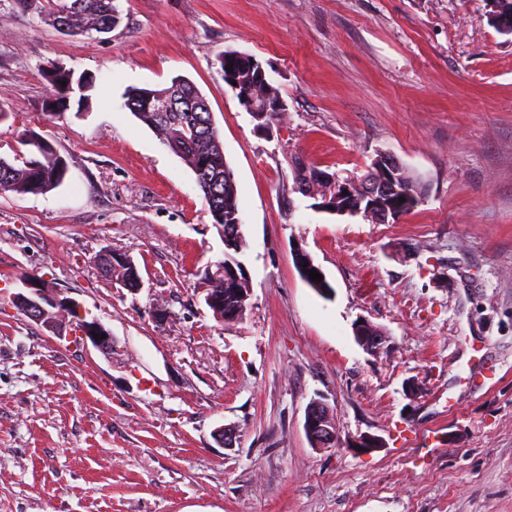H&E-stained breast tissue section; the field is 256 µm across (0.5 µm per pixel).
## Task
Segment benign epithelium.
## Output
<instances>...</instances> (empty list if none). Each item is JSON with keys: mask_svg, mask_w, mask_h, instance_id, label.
Returning <instances> with one entry per match:
<instances>
[{"mask_svg": "<svg viewBox=\"0 0 512 512\" xmlns=\"http://www.w3.org/2000/svg\"><path fill=\"white\" fill-rule=\"evenodd\" d=\"M185 80L175 81L174 86L165 93H144L147 105L159 114L162 119H167L169 113L177 112L182 104L187 103L191 107L200 110L210 109L209 103L201 94L192 95L184 89ZM242 104L248 114L257 122V127L270 131L273 124L265 120V116L272 110L280 111L285 108L282 102L269 103L257 102L248 97L242 99ZM403 185V165L389 152H381L374 160L373 171L360 177L351 179L350 183H343L335 176L327 173H315L312 175L311 185H302V193L305 197L321 198L320 207L333 211L335 201L344 196V193H352L357 189L368 201L367 212L375 216L376 220L386 222L389 219L387 203L385 200L392 197ZM27 289L30 294H16L15 302L24 308L26 314L36 323L49 329L58 336H63L68 325L76 324L78 340L91 344L104 354L112 353V334L100 322L86 320V313L80 305L71 298L59 297L52 290L44 287L37 280L27 281ZM205 304L215 310V316L226 323H236L243 320L246 307L241 305L231 310L224 309L219 304L216 296L211 294L210 288L203 287ZM100 338H95V335ZM354 336L358 343L367 351H376L383 344L384 336L368 320L355 324ZM304 430L311 446L315 448H330L336 444L337 432L335 421L329 413L327 405L319 399L309 402L305 410Z\"/></svg>", "mask_w": 512, "mask_h": 512, "instance_id": "7a95c632", "label": "benign epithelium"}]
</instances>
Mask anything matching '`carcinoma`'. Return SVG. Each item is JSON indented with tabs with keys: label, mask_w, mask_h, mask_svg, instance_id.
I'll use <instances>...</instances> for the list:
<instances>
[{
	"label": "carcinoma",
	"mask_w": 512,
	"mask_h": 512,
	"mask_svg": "<svg viewBox=\"0 0 512 512\" xmlns=\"http://www.w3.org/2000/svg\"><path fill=\"white\" fill-rule=\"evenodd\" d=\"M114 10L112 0H48L47 15L52 26H67L68 33L83 35L96 22L105 25ZM220 68L227 71L233 68L240 77V93L253 98L279 99V91L271 84L256 87L250 76L243 55L235 51H226L219 58ZM66 85H61V82ZM49 84L56 96V104L62 111H67V95L72 92V77L57 72L49 76ZM139 87L126 90V102L133 103L129 110L144 124L163 137L169 144H176L179 156L196 176L197 183L205 184L207 179L218 176L222 178L221 195L212 202H207L213 223L229 226L239 223L240 210L235 180L224 177V149L211 141L205 134L203 123L207 115L201 112H173L170 120L162 121L158 114L151 111L143 102L136 100ZM25 145L33 147L40 158L23 161L17 166L0 157V192H23L38 194L58 187L64 178L67 165L65 160L50 146L43 145L30 138ZM426 187L411 184L405 187L407 196L402 213L414 209L425 193ZM212 287L224 295V306L230 308L237 303L240 293L248 291V284L225 281L221 278L209 279Z\"/></svg>",
	"instance_id": "carcinoma-1"
}]
</instances>
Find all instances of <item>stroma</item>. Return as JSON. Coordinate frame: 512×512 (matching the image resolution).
I'll list each match as a JSON object with an SVG mask.
<instances>
[{
  "mask_svg": "<svg viewBox=\"0 0 512 512\" xmlns=\"http://www.w3.org/2000/svg\"><path fill=\"white\" fill-rule=\"evenodd\" d=\"M114 4L112 32L72 36L47 0H0V157L31 130L68 165L51 191L0 194V512H512V34L493 0ZM228 50L285 100L272 132L225 84ZM54 68L92 78L88 107L50 116ZM178 76L207 98L238 190V323L204 303L224 242L193 172L124 105ZM382 151L426 184L395 222L293 190L294 158L347 178ZM105 250L142 290L104 275ZM33 275L111 332V354L17 308ZM314 399L335 447L305 435ZM363 435L382 447L356 451ZM108 254H112V264H110L109 262H106V265L111 266V269L106 270L107 273L112 272V276L111 275H109V276L113 278V276L116 275L117 279H120V280H117L116 278H115V280L123 288H128L129 290H133V291H139L143 285L142 278L138 281H135L134 284H130V283L123 281V280H125V281L132 282L137 277L140 276V271H139V268L137 267V265L134 262L129 261L128 265L122 266L120 271L117 272L116 270H114L112 268V265L115 264L114 260L119 259L121 262H127L128 259L125 254L112 252L111 250H105L99 255V260H100V258H103L105 255H108ZM121 279H123V280H121ZM360 320H362V324H358V320L354 326V336L358 343L367 351L380 349L384 341L381 331L376 329L368 320Z\"/></svg>",
  "mask_w": 512,
  "mask_h": 512,
  "instance_id": "1",
  "label": "stroma"
}]
</instances>
